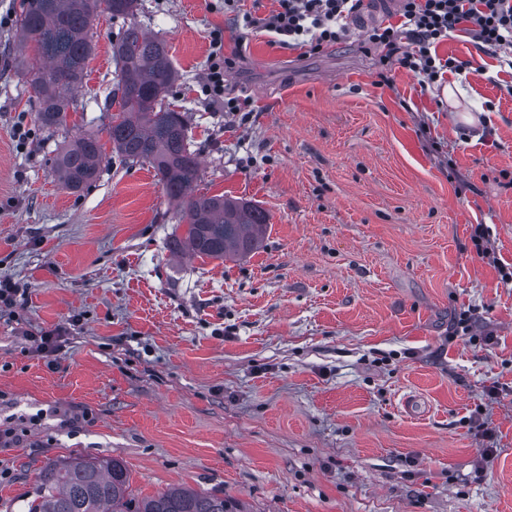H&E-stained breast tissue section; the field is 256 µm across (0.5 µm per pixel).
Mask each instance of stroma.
<instances>
[{
  "label": "stroma",
  "mask_w": 512,
  "mask_h": 512,
  "mask_svg": "<svg viewBox=\"0 0 512 512\" xmlns=\"http://www.w3.org/2000/svg\"><path fill=\"white\" fill-rule=\"evenodd\" d=\"M19 3L0 0V280L21 289L0 305V431L22 439L0 440V512L70 456L118 458L141 498L248 512H512V284L471 240L486 225L512 265V70L457 32L439 54L485 73L446 74L455 99L397 68L380 87L359 33L312 54L233 29L224 0H140L200 190L269 215L257 250L202 259L172 253L176 205L150 166L109 150L77 194L52 175L80 135L109 142L123 20L93 19L86 83L48 131L13 67L34 51ZM217 31L248 118L204 93Z\"/></svg>",
  "instance_id": "35a3bbf8"
}]
</instances>
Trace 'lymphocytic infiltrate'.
Wrapping results in <instances>:
<instances>
[{"mask_svg":"<svg viewBox=\"0 0 512 512\" xmlns=\"http://www.w3.org/2000/svg\"><path fill=\"white\" fill-rule=\"evenodd\" d=\"M278 7L265 15L239 11L237 0H224L225 12L235 28L266 34L271 43L288 49L317 53L341 42L351 27L362 26L364 0H277ZM398 23L365 28L363 38L384 50L380 84H389L388 70L401 68L420 86L443 80L446 73H471L472 63L454 56L443 57L438 46L451 33L468 34L489 55L512 47V0H400ZM211 66L205 90L223 99L224 110L233 114L246 103L225 97L224 79L233 58L224 55L221 36L211 41Z\"/></svg>","mask_w":512,"mask_h":512,"instance_id":"1","label":"lymphocytic infiltrate"}]
</instances>
